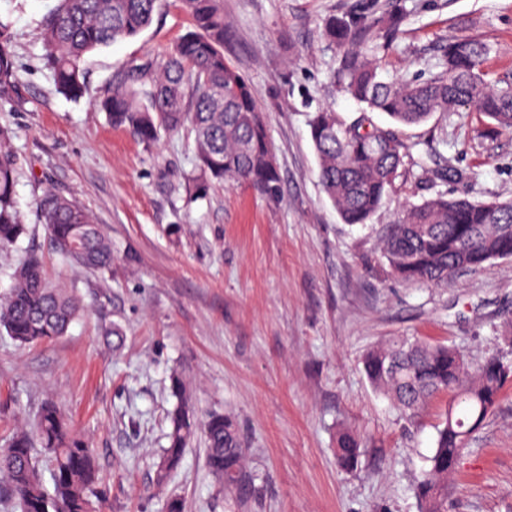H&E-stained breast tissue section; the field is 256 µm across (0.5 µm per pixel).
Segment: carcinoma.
<instances>
[{
  "label": "carcinoma",
  "instance_id": "carcinoma-1",
  "mask_svg": "<svg viewBox=\"0 0 512 512\" xmlns=\"http://www.w3.org/2000/svg\"><path fill=\"white\" fill-rule=\"evenodd\" d=\"M190 26L173 47L147 54L112 74L97 106L112 125L151 143L160 131L185 126L195 135L201 169L228 183L248 182L274 195L279 173L270 134L257 95L224 55L229 23L224 0H177ZM159 0H56L43 24L45 59L56 91L73 101L85 94L84 56L140 34L153 21ZM402 22L397 0L378 13L365 6L333 16L325 33L344 48L337 76L344 91L371 111L401 127L420 125L437 112L470 109L485 117L487 137L512 132V77L489 78L485 62L491 44L472 38L449 41L442 70L421 83L386 81L382 68L360 51L375 31L393 35ZM14 62L0 42V96L8 93ZM0 128V249L26 234L18 207L17 163ZM323 191L346 224H365L381 208L408 146L398 130L365 123L346 124L330 110L310 122ZM41 224L56 252L72 265L105 271L112 265V243L80 204L49 193L39 204ZM383 256L397 278L410 285L446 286L463 272L495 260L512 259V200L479 202L467 197L427 199L411 204L387 226ZM9 292L0 296V331L26 346L63 336L84 306L74 289L50 281L41 257L31 252L11 274ZM372 387L409 421L437 395L449 397L436 427L434 446L416 485L422 512H448L451 476L471 447L474 434L492 415L512 382V359L490 355L471 364L457 348L393 336L372 348L364 360ZM181 403L170 414L169 445L157 467V482L176 470L197 433L207 443L208 467L224 491L243 501L254 475L247 470L238 430L226 415L198 421L185 397L183 380L172 378ZM50 466L45 483L32 436L22 426L0 448L4 492L20 512H96L91 494L99 480L93 449L70 430L61 408L50 401L35 425ZM360 441L345 431L336 448L340 467L352 469Z\"/></svg>",
  "mask_w": 512,
  "mask_h": 512
}]
</instances>
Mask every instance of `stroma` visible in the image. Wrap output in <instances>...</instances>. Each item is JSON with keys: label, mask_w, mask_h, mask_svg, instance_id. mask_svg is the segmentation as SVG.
I'll list each match as a JSON object with an SVG mask.
<instances>
[{"label": "stroma", "mask_w": 512, "mask_h": 512, "mask_svg": "<svg viewBox=\"0 0 512 512\" xmlns=\"http://www.w3.org/2000/svg\"><path fill=\"white\" fill-rule=\"evenodd\" d=\"M361 2L224 0L225 55L256 90L274 148L272 197L204 178L191 129L147 145L97 108L117 69L183 33L187 18L173 0H161L138 36L85 56L77 102L55 92L43 57L55 0H0V41L15 66L0 127L28 228L0 250V295L33 251L86 307L46 343L21 347L0 335V447L53 400L95 450L102 512H166L173 498L184 512H419L414 486L448 397L407 421L371 387L363 359L400 335L455 346L471 362L500 351L494 327L512 316V259L442 288L409 286L390 274L381 242L405 206L440 194L512 199V133L481 137L466 109L403 128L413 150L383 206L366 224L343 223L320 185L309 121L322 109L346 123L364 113L335 80L341 52L325 36L330 17ZM398 2L404 20L377 53L385 78L428 79L442 47L464 36L494 43L492 76L512 73V0ZM49 190L83 206L111 239L109 271L56 253L36 214ZM176 374L198 416L236 423L255 477L249 502L225 496L200 435L157 484ZM345 428L364 444L348 472L336 464ZM452 482L448 512H512V386Z\"/></svg>", "instance_id": "obj_1"}]
</instances>
